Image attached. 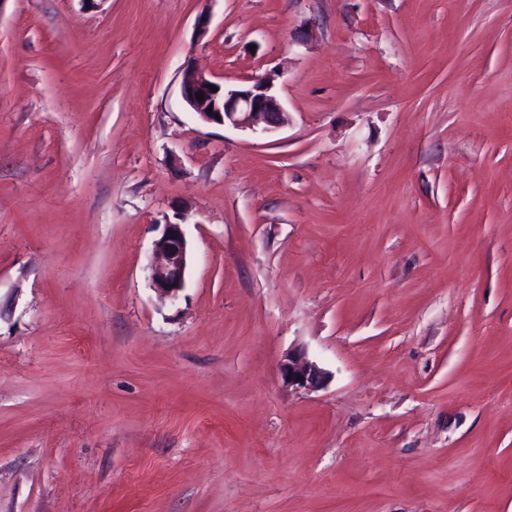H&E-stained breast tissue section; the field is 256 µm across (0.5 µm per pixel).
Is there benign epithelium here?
<instances>
[{"mask_svg":"<svg viewBox=\"0 0 512 512\" xmlns=\"http://www.w3.org/2000/svg\"><path fill=\"white\" fill-rule=\"evenodd\" d=\"M218 87L212 91L210 86ZM182 96L198 118L207 124L232 125L254 133H268L287 122V112L273 93V80L257 79L249 85L228 89L202 73L184 70ZM204 93V100L196 98ZM191 248L183 222L164 224L154 241L149 264V280L158 302L174 305L186 288ZM283 384L291 389L313 391L320 388L327 372L303 352L288 353L281 364Z\"/></svg>","mask_w":512,"mask_h":512,"instance_id":"7a95c632","label":"benign epithelium"}]
</instances>
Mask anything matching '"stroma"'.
I'll return each mask as SVG.
<instances>
[{"mask_svg":"<svg viewBox=\"0 0 512 512\" xmlns=\"http://www.w3.org/2000/svg\"><path fill=\"white\" fill-rule=\"evenodd\" d=\"M0 512H512V0H0ZM210 85L218 87V90L212 92ZM272 89L273 80L268 78L226 89L224 84L191 69L184 70L181 83L185 102L202 122L222 126L229 124L260 134L277 129L287 122V112ZM200 92L204 93L203 102L196 98ZM208 107H212V114H208ZM182 221L164 224L161 236L153 244L149 280L161 305H175L186 288L191 248ZM283 384L291 389L313 391L320 388L327 372L303 352H288L281 364ZM302 377V380H299Z\"/></svg>","mask_w":512,"mask_h":512,"instance_id":"35a3bbf8","label":"stroma"}]
</instances>
